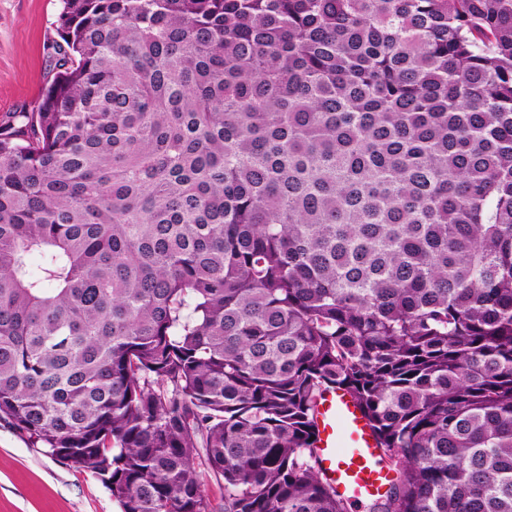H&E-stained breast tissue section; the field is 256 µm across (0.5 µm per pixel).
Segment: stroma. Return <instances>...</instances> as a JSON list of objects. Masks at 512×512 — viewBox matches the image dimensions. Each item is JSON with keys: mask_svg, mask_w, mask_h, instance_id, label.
I'll return each mask as SVG.
<instances>
[{"mask_svg": "<svg viewBox=\"0 0 512 512\" xmlns=\"http://www.w3.org/2000/svg\"><path fill=\"white\" fill-rule=\"evenodd\" d=\"M62 0H0V123L32 111L49 77ZM0 512H120L101 481L0 421Z\"/></svg>", "mask_w": 512, "mask_h": 512, "instance_id": "1", "label": "stroma"}]
</instances>
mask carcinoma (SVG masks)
<instances>
[{
	"mask_svg": "<svg viewBox=\"0 0 512 512\" xmlns=\"http://www.w3.org/2000/svg\"><path fill=\"white\" fill-rule=\"evenodd\" d=\"M0 124V420L121 512H512V0H63ZM37 255L40 264L32 268ZM317 452L324 477L357 506L387 487V470L368 421L346 395L328 393L319 406Z\"/></svg>",
	"mask_w": 512,
	"mask_h": 512,
	"instance_id": "carcinoma-1",
	"label": "carcinoma"
}]
</instances>
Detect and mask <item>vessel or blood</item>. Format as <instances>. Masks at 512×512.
<instances>
[{
  "instance_id": "b4317fda",
  "label": "vessel or blood",
  "mask_w": 512,
  "mask_h": 512,
  "mask_svg": "<svg viewBox=\"0 0 512 512\" xmlns=\"http://www.w3.org/2000/svg\"><path fill=\"white\" fill-rule=\"evenodd\" d=\"M316 424L324 477L356 506L381 494L387 487V470L370 426L353 401L339 393L327 394Z\"/></svg>"
}]
</instances>
